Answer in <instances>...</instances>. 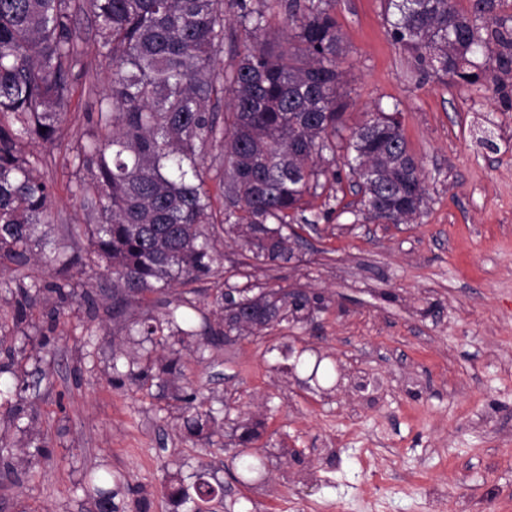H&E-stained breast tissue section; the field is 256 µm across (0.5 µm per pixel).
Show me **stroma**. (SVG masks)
Masks as SVG:
<instances>
[{"label": "stroma", "instance_id": "1", "mask_svg": "<svg viewBox=\"0 0 512 512\" xmlns=\"http://www.w3.org/2000/svg\"><path fill=\"white\" fill-rule=\"evenodd\" d=\"M346 54L340 91L347 130L399 107L410 152L425 174L426 205L408 224H379L343 149L324 150L315 194L285 234L293 257L255 262L221 226L220 277L174 284L125 312L113 276L62 268L55 252L85 253L90 217L71 187L83 171L66 149L84 139L111 66L81 16L87 72L74 84L59 145L27 142L55 193L52 246L35 249L31 279L94 292L59 320L43 295L14 326L12 264L0 266V383L21 392L0 405V512H89L82 487L112 473L115 512H192L171 479L199 472L221 485L219 512H512V73L473 84L419 66L395 43L383 0H334ZM300 288L321 307L218 345L216 289ZM176 322H169L170 312ZM165 321V345L131 327ZM191 324L195 334L182 338ZM322 362L330 378L289 370L285 349ZM177 360L181 378L134 375ZM202 393L216 418L209 442L188 435L179 391ZM264 421L258 471L240 474L225 415ZM42 454H34L35 446Z\"/></svg>", "mask_w": 512, "mask_h": 512}]
</instances>
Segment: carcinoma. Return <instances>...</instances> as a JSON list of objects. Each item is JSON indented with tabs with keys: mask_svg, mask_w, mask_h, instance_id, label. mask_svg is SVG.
Listing matches in <instances>:
<instances>
[{
	"mask_svg": "<svg viewBox=\"0 0 512 512\" xmlns=\"http://www.w3.org/2000/svg\"><path fill=\"white\" fill-rule=\"evenodd\" d=\"M331 0H233L243 52L231 71L217 67L227 36L223 0H0V261L22 272L39 227L52 224L54 191L39 172L41 160L23 143L59 142L85 50L77 17L92 14L98 53L112 63L98 108L86 115L87 140L70 149L71 162L86 171L73 190L93 223L85 225L88 260L115 277L120 298L163 294L178 281L214 274L219 258L201 226L227 224L260 263L291 259L282 228L319 186L317 158L333 139L354 153L369 219L413 221L425 205L424 172L410 153L399 109L378 112L345 137L346 103L338 92V61L345 53ZM467 12L453 0H386L393 39L412 49L420 65L466 83L477 80L475 59L512 72V16L497 12L499 0H470ZM285 5L288 34L268 40L267 11ZM231 94V121L218 125L212 99ZM224 142V165L207 166V146ZM225 188L228 206L217 216L207 181ZM14 315L26 322L35 299L56 296L59 319L78 299L95 309L90 291L67 282H34ZM242 305L214 303L224 327L248 331L289 319L306 320L305 293L270 290L241 296ZM148 340L164 338L162 322L138 321ZM185 403L187 432L210 438L214 418L197 393ZM259 422H233L238 445L260 438ZM214 486L198 476L188 490L173 488L177 505L204 500Z\"/></svg>",
	"mask_w": 512,
	"mask_h": 512,
	"instance_id": "cac0c4a2",
	"label": "carcinoma"
}]
</instances>
